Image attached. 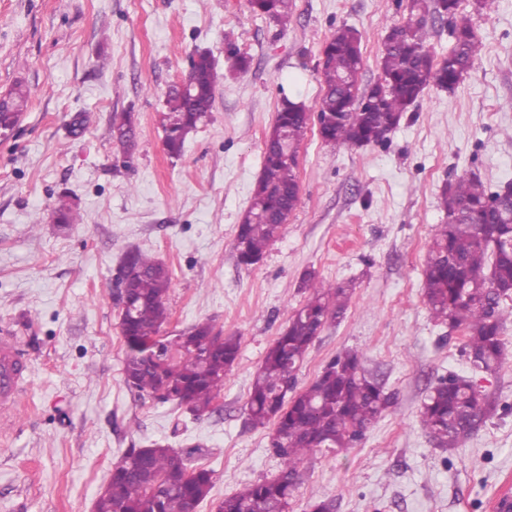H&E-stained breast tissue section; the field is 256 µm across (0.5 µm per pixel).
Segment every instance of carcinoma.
Returning <instances> with one entry per match:
<instances>
[{"label":"carcinoma","instance_id":"1","mask_svg":"<svg viewBox=\"0 0 512 512\" xmlns=\"http://www.w3.org/2000/svg\"><path fill=\"white\" fill-rule=\"evenodd\" d=\"M253 13L288 22L291 0H249ZM459 0H410L409 19L385 36L381 75L360 89V33L337 29L323 46L321 95L315 104L318 135L328 145H379L399 125L429 84L454 89L471 70L480 41L467 23L449 30L448 58L433 61L426 49L430 22L452 18ZM219 74L214 57L197 52L186 78L171 84L160 124L163 145L179 156L187 138L213 110ZM30 92L19 83L0 98V131L14 129L28 108ZM284 98L268 135L262 171L232 245L237 264H258L279 236L299 201L297 152L310 113ZM112 145L125 155L136 148L131 117L113 121ZM445 221L437 225L423 270V292L432 317L451 331L463 329V351L476 368L495 371L505 358L504 330L512 320V183L485 186L472 171L445 185L440 196ZM50 221L81 223L77 208L61 197ZM171 272L138 248L124 254L115 300L123 307V381L139 397L177 406L195 416L210 414L224 377L236 362L240 343L210 321L178 335H162L170 318ZM310 294L287 328L267 349L253 379L248 420L274 424L269 447L284 462L272 479L227 495L216 512H288L298 465L321 448H349L390 406L392 395L363 365L356 349L336 354L305 389L296 390V371L325 326L344 317L352 288L314 278ZM497 404L458 376L439 378L419 412L420 423L440 448H458L495 413ZM214 487L213 470L194 463L192 453L154 442L130 448L113 467L95 512H197Z\"/></svg>","mask_w":512,"mask_h":512}]
</instances>
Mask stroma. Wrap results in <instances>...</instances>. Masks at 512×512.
<instances>
[{
  "label": "stroma",
  "instance_id": "1",
  "mask_svg": "<svg viewBox=\"0 0 512 512\" xmlns=\"http://www.w3.org/2000/svg\"><path fill=\"white\" fill-rule=\"evenodd\" d=\"M456 18L482 49L454 92L429 86L382 145L332 146L308 131L298 205L263 260L244 267L232 242L281 99L314 105L322 46L343 26L361 33L359 83L373 84L389 28L408 20L405 0H293L285 26L248 0H0V95L19 82L30 91L0 140V330L28 359L25 388L0 424V512H94L113 464L154 442L197 449L213 470L197 512L278 475L271 429L248 424L246 403L310 274L353 291L345 317L307 351L298 387L354 348L392 403L356 447L304 460L290 512L318 499L336 512H496L512 498V321L501 367L480 371L422 292L444 185L472 171L492 188L512 181V0L482 12L461 0ZM232 47L249 60L233 77ZM198 51L218 64L214 108L174 158L158 117ZM82 113L86 126L73 130ZM125 113L137 141L127 165L108 138ZM62 194L82 221L60 232L47 216ZM132 247L172 274L168 334L208 320L239 337L217 412L197 418L124 385L113 292ZM448 375L498 400L496 415L452 450L435 447L419 422L430 386Z\"/></svg>",
  "mask_w": 512,
  "mask_h": 512
}]
</instances>
